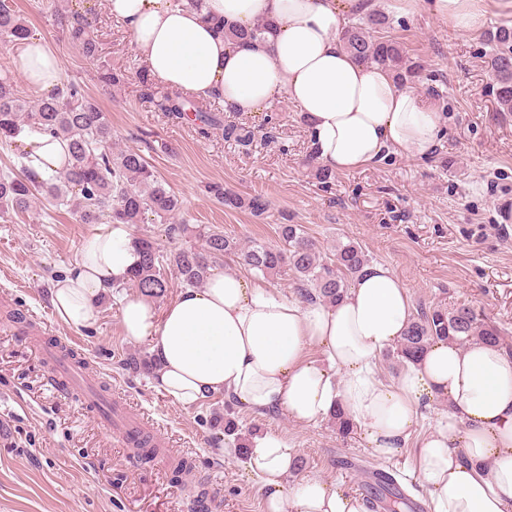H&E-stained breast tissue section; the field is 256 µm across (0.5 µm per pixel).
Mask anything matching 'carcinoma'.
Segmentation results:
<instances>
[{
  "instance_id": "cac0c4a2",
  "label": "carcinoma",
  "mask_w": 512,
  "mask_h": 512,
  "mask_svg": "<svg viewBox=\"0 0 512 512\" xmlns=\"http://www.w3.org/2000/svg\"><path fill=\"white\" fill-rule=\"evenodd\" d=\"M58 26L69 42L92 61L99 57V44L94 32L95 17L90 9L77 10L56 5L53 11ZM388 17L371 11L367 21L352 22L344 27L340 41L356 60L389 70L401 82L428 81L427 93L438 97L432 85L435 75L417 58L409 56L396 40L370 35L368 27L382 29ZM228 43L262 40L267 23L261 21L251 30H237L217 22ZM32 31L19 14L14 0H0V43L18 48L31 39ZM493 47L491 68L494 73V96L499 111L512 112V26L502 24L487 35ZM140 98L157 112L173 119L188 120L208 135L222 128L224 139L247 150L256 139L255 127L246 123H225L220 110L198 106L174 89L158 90L147 72L139 73ZM32 134L62 138L68 142V161L59 175L41 180L26 165L28 152L23 140ZM17 152L19 168L0 172V215L28 213L40 199H50L68 207L84 224H145L149 217L166 223L180 209L178 198L149 170L137 149L112 150V126L98 104L87 96L83 86L74 81L62 82L56 92L26 97L20 94L10 71L0 69V146ZM207 192L228 208L247 207L256 216L265 214L269 203L260 194L246 199L214 183ZM280 244L268 246L253 242L243 245L215 229L199 231L203 244L196 249L181 246L169 257L148 237L136 238L141 261L128 283L152 298H162L169 283L161 272L164 261L176 267L182 283L199 287L209 276L211 263L224 256L235 255L250 269L263 275H289L297 286V294L305 301L325 304L338 302L370 265L368 254L354 242L336 245L332 256L321 253L300 224L278 225ZM455 341L466 344L485 341L512 356V348L504 345L501 330L483 314L469 306L444 304L420 311L408 326L398 345L396 356L405 361L414 358L433 342ZM213 438L220 442L234 439L238 452L248 458V450L230 418L216 416L210 420ZM369 509L383 512H414L408 495L395 477L378 473L375 490L366 498Z\"/></svg>"
}]
</instances>
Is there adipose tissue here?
Here are the masks:
<instances>
[{"mask_svg": "<svg viewBox=\"0 0 512 512\" xmlns=\"http://www.w3.org/2000/svg\"><path fill=\"white\" fill-rule=\"evenodd\" d=\"M409 2L461 33L487 23V0ZM371 4L205 0L196 11L178 0H105L151 77L242 114L287 99L305 115L319 160L335 171L375 166L388 155H428L444 128L442 114L411 85L342 48L349 16ZM218 18L245 31L260 20L272 29L265 41L232 45L216 28ZM14 65L41 91L61 84V58L44 41L18 48ZM25 149L42 178L62 171L66 141L33 135ZM140 260L130 225L94 228L53 283L55 316L72 329H90L100 293L126 282ZM413 316L408 288L390 268L372 264L333 306L216 272L161 311L148 297H125L121 325L125 336L149 341L156 388L185 407L221 393L242 409L303 425L339 409L386 459L434 413L417 448L429 512H512V358L481 342L438 341L384 381L379 357L398 345ZM313 344L323 363L306 358ZM296 458L282 434L253 438L247 465L266 512H367L363 499L338 483L310 474L289 483Z\"/></svg>", "mask_w": 512, "mask_h": 512, "instance_id": "1", "label": "adipose tissue"}]
</instances>
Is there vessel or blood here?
<instances>
[{"label":"vessel or blood","mask_w":512,"mask_h":512,"mask_svg":"<svg viewBox=\"0 0 512 512\" xmlns=\"http://www.w3.org/2000/svg\"><path fill=\"white\" fill-rule=\"evenodd\" d=\"M43 356L67 392L78 395L84 403L97 410L101 426L108 435L128 445L137 439H148L157 448L161 462H168L173 457L172 448L158 433L155 423L148 417L128 411L122 399L113 396L111 388L93 379L86 367L75 363L66 350L47 345L43 348Z\"/></svg>","instance_id":"1"}]
</instances>
